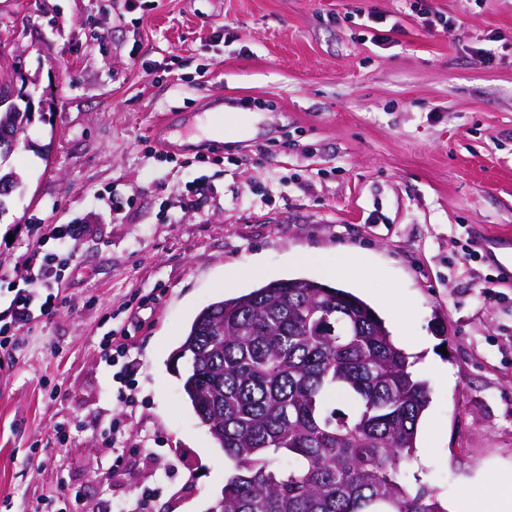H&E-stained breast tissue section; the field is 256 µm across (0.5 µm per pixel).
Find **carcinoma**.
<instances>
[{
  "mask_svg": "<svg viewBox=\"0 0 512 512\" xmlns=\"http://www.w3.org/2000/svg\"><path fill=\"white\" fill-rule=\"evenodd\" d=\"M173 358L232 465L222 512H447L435 489L399 480L428 383L353 293L301 277L220 299Z\"/></svg>",
  "mask_w": 512,
  "mask_h": 512,
  "instance_id": "cac0c4a2",
  "label": "carcinoma"
}]
</instances>
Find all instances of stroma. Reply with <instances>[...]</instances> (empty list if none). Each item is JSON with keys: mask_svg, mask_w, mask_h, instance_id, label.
Listing matches in <instances>:
<instances>
[{"mask_svg": "<svg viewBox=\"0 0 512 512\" xmlns=\"http://www.w3.org/2000/svg\"><path fill=\"white\" fill-rule=\"evenodd\" d=\"M428 2L448 27L407 0H0L4 74L37 106L7 161L23 187L0 212V278L56 251L48 225L88 228L31 285L52 315L0 348V512L62 495L69 512H208L230 464L171 355L207 304L295 277L427 338L438 371L404 484L451 510L512 483V287L483 288L501 274L486 240L512 238V0ZM371 14L399 22L391 44ZM220 108L237 118L223 153L153 131ZM121 328L113 368L101 345Z\"/></svg>", "mask_w": 512, "mask_h": 512, "instance_id": "35a3bbf8", "label": "stroma"}]
</instances>
